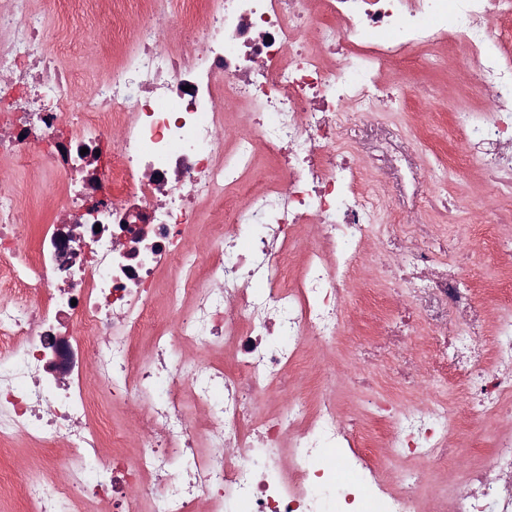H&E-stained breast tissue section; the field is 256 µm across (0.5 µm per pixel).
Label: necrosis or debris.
<instances>
[{
  "instance_id": "1",
  "label": "necrosis or debris",
  "mask_w": 512,
  "mask_h": 512,
  "mask_svg": "<svg viewBox=\"0 0 512 512\" xmlns=\"http://www.w3.org/2000/svg\"><path fill=\"white\" fill-rule=\"evenodd\" d=\"M30 2L0 14V72L11 77L0 105L15 132L0 139V161L36 159L61 191L32 248L25 202L0 189V444L67 440L64 480L26 488L38 512L77 496L106 512H420L417 464L446 462L460 430L447 400L376 404L404 464L390 481L360 422L340 423L335 387L303 403L288 397L291 375L306 348H368L390 360L399 389L443 379L470 417H512V309L489 315L467 288L466 246L438 230L455 223V203L429 187L433 222L378 223L389 186L368 177L369 149L343 138L386 111V75L406 84L403 62L457 40L485 106L453 124L485 173L487 247L512 268V40L501 30L512 0H183L177 11L112 0L121 59L83 93ZM226 101L247 117L231 137ZM261 145L280 164L255 190ZM202 202L260 233L243 241L216 224L197 254ZM300 228L317 235L294 273ZM367 260L397 298L361 338L341 305ZM166 269L171 321L158 329L153 285ZM145 331L142 355L132 338ZM196 344L221 360L190 362ZM92 380L133 422V453L94 421ZM511 475L512 433L468 472L477 493L432 512H512L501 488Z\"/></svg>"
}]
</instances>
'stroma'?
<instances>
[{"instance_id": "stroma-1", "label": "stroma", "mask_w": 512, "mask_h": 512, "mask_svg": "<svg viewBox=\"0 0 512 512\" xmlns=\"http://www.w3.org/2000/svg\"><path fill=\"white\" fill-rule=\"evenodd\" d=\"M110 0H101L99 10L92 15H76L65 12L50 14L49 23L55 42L64 46L66 58L74 69L76 85L87 86L106 77L118 59L117 51L109 50L112 32L107 22ZM462 49L450 53L429 54L407 64L406 69L416 77L420 90L409 91L408 101H396L386 113L389 124L401 127L417 135L422 146L416 156L421 176L433 181L436 187L455 199L459 207L460 221L446 227L449 242L467 241L470 249V276L467 285L473 288L477 300L489 307L507 305V296L488 295L490 286L501 278L499 262L495 255L485 251L474 236V226L480 216L482 187L474 165L463 162L454 128L453 113L467 108H479L483 100L471 89L468 76L458 62ZM7 187L23 196L29 207V221L24 230L30 241H37L45 224L56 214L57 187L48 181L36 167L13 168L9 171ZM402 215L412 224H426L430 211L423 194L406 179L390 180V196L386 207L381 209L378 221L390 223L394 215ZM383 284L372 273L357 276L342 309V318L355 335L364 336L373 328V318L368 308L371 301L385 297ZM366 375L372 378L371 387L347 384L340 391L344 413L363 418L364 425L373 433L375 455H383L386 439L384 427L373 421L365 400L394 398L401 402L418 400V393L396 389L387 377L386 362L369 365ZM512 430V419L487 420L480 432L462 430L453 442L458 455L452 456L442 470H430L428 486H457L459 491H469L465 480L469 469L487 460L494 436L502 430ZM63 446L32 443L20 438L10 445L0 446V476L9 480L0 490V512H36V507L26 498V481L44 478H61Z\"/></svg>"}]
</instances>
